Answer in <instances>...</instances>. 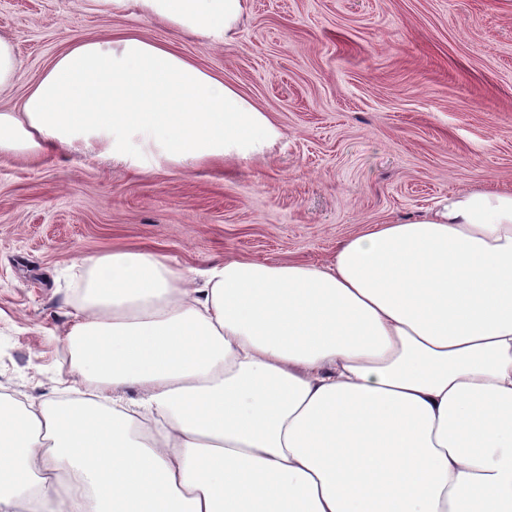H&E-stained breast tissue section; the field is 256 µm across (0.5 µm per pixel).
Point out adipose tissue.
Listing matches in <instances>:
<instances>
[{"label":"adipose tissue","mask_w":512,"mask_h":512,"mask_svg":"<svg viewBox=\"0 0 512 512\" xmlns=\"http://www.w3.org/2000/svg\"><path fill=\"white\" fill-rule=\"evenodd\" d=\"M231 45L249 0H96ZM281 127L137 32L59 54L0 155L264 158ZM79 397L0 401V512H512V190L462 189L326 262L89 258Z\"/></svg>","instance_id":"1"}]
</instances>
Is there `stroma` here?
Listing matches in <instances>:
<instances>
[{"instance_id":"35a3bbf8","label":"stroma","mask_w":512,"mask_h":512,"mask_svg":"<svg viewBox=\"0 0 512 512\" xmlns=\"http://www.w3.org/2000/svg\"><path fill=\"white\" fill-rule=\"evenodd\" d=\"M220 75L284 136L224 171L137 173L107 156L0 155V396L62 399L64 333L116 249L205 270L235 254L328 260L366 226L468 187L512 190V0H249L229 47L95 0H0L17 106L72 41L128 30Z\"/></svg>"}]
</instances>
